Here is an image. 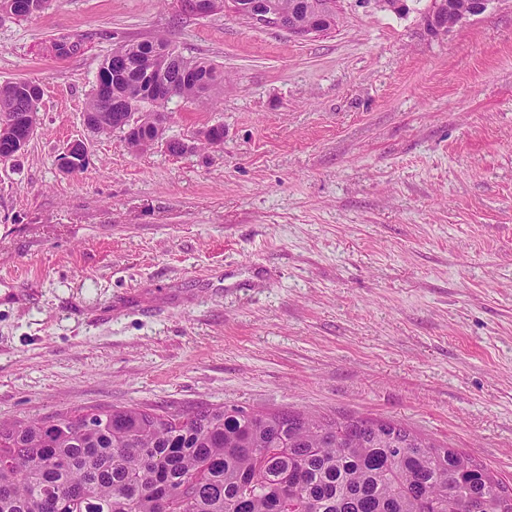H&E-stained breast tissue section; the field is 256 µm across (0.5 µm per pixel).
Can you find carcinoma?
<instances>
[{
	"mask_svg": "<svg viewBox=\"0 0 512 512\" xmlns=\"http://www.w3.org/2000/svg\"><path fill=\"white\" fill-rule=\"evenodd\" d=\"M48 0H0V20L24 19ZM173 96L202 107L224 88V69L187 60L162 38L112 47L99 71L133 73L154 54ZM95 84L87 126L97 133L129 112L144 122L126 136L144 152L166 133L165 102L142 89ZM39 84L0 85V159L37 126ZM224 126L169 140L170 153L208 149ZM66 172L85 165V147L70 146ZM512 512V485L455 448L437 445L393 421L238 406L157 411L75 408L0 422V512Z\"/></svg>",
	"mask_w": 512,
	"mask_h": 512,
	"instance_id": "obj_1",
	"label": "carcinoma"
}]
</instances>
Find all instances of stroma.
Here are the masks:
<instances>
[{"label":"stroma","instance_id":"1","mask_svg":"<svg viewBox=\"0 0 512 512\" xmlns=\"http://www.w3.org/2000/svg\"><path fill=\"white\" fill-rule=\"evenodd\" d=\"M429 0H341L294 39L180 0H50L0 21V84L40 83L0 162V421L239 405L403 423L512 481V0L441 37ZM84 47L57 56L55 39ZM224 66L136 153L83 113L123 39ZM87 164L66 172L67 146ZM212 126L214 125L191 132L187 138H171L168 140L170 153L180 155L188 151L208 149L221 144L224 141V127L223 125H220L219 128Z\"/></svg>","mask_w":512,"mask_h":512}]
</instances>
